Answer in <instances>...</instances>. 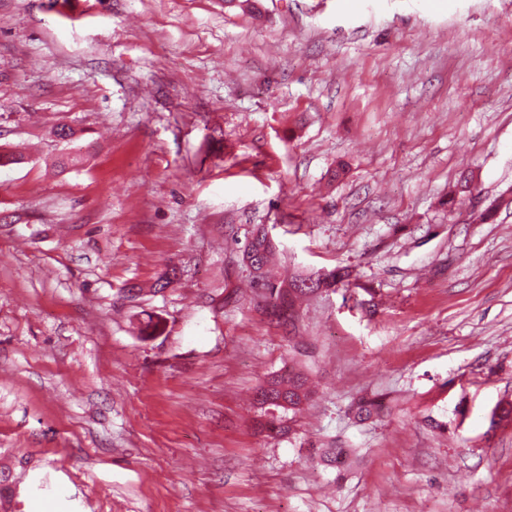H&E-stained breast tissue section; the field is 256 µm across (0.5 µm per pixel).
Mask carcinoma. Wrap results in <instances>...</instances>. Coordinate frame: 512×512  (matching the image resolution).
<instances>
[{"instance_id":"carcinoma-1","label":"carcinoma","mask_w":512,"mask_h":512,"mask_svg":"<svg viewBox=\"0 0 512 512\" xmlns=\"http://www.w3.org/2000/svg\"><path fill=\"white\" fill-rule=\"evenodd\" d=\"M275 249L274 242L265 230H259L252 237L243 253V263L248 268L254 287L263 291L265 297L276 307H293L294 298L299 295L332 288L341 281L343 275L329 271L316 278L294 282L289 288H282L268 276L267 263ZM311 392L306 385L304 374L294 368L288 369L285 376L273 377L256 393V401L269 413L278 410L300 412L310 399ZM386 404L379 395L360 399L353 407L360 419H368L384 412ZM311 455L317 457L319 464L337 471L343 476L351 464L352 451L349 448H311Z\"/></svg>"}]
</instances>
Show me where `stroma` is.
<instances>
[{
    "mask_svg": "<svg viewBox=\"0 0 512 512\" xmlns=\"http://www.w3.org/2000/svg\"><path fill=\"white\" fill-rule=\"evenodd\" d=\"M252 2L0 0L8 512H512V0ZM260 227L276 281L348 284L276 319ZM295 364L272 438L255 395ZM274 249V242L272 238H269L267 232L264 229L258 230L243 253V263L249 270L254 287L261 289L265 297L276 307H284L288 302L289 311L293 307L294 298L298 295H306L322 288L335 287L336 283L345 276L333 270L319 274L315 279L300 280V284L293 281L291 288H281L276 281L268 276L266 269ZM311 455L317 457L320 465L337 471L342 477L351 464L352 451L349 448H311Z\"/></svg>",
    "mask_w": 512,
    "mask_h": 512,
    "instance_id": "35a3bbf8",
    "label": "stroma"
}]
</instances>
